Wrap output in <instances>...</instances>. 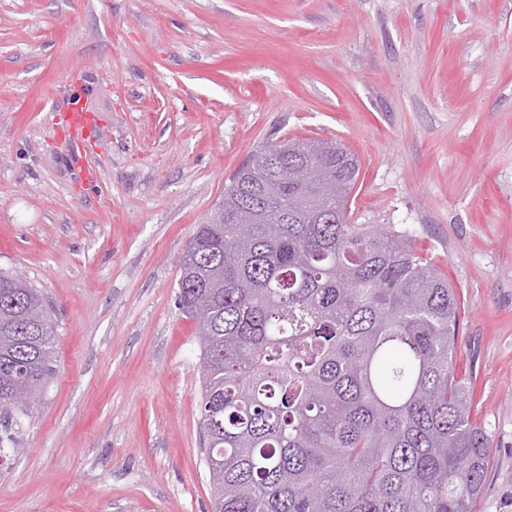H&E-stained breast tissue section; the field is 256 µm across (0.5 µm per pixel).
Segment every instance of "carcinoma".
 Listing matches in <instances>:
<instances>
[{
    "instance_id": "cac0c4a2",
    "label": "carcinoma",
    "mask_w": 512,
    "mask_h": 512,
    "mask_svg": "<svg viewBox=\"0 0 512 512\" xmlns=\"http://www.w3.org/2000/svg\"><path fill=\"white\" fill-rule=\"evenodd\" d=\"M270 144L237 171L179 265L201 350L212 512H473L489 465L455 362L460 302L403 231L349 222L357 158ZM333 182L322 214L301 180ZM53 308L0 268V424L55 373ZM30 401L11 406L18 387Z\"/></svg>"
}]
</instances>
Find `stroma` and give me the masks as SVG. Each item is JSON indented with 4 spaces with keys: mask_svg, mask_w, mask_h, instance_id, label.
Listing matches in <instances>:
<instances>
[{
    "mask_svg": "<svg viewBox=\"0 0 512 512\" xmlns=\"http://www.w3.org/2000/svg\"><path fill=\"white\" fill-rule=\"evenodd\" d=\"M71 104L98 118L79 148ZM282 139L354 154L351 223L409 231L455 288L474 512H512V0H0V268L57 323L0 512H211L179 264Z\"/></svg>",
    "mask_w": 512,
    "mask_h": 512,
    "instance_id": "1",
    "label": "stroma"
}]
</instances>
